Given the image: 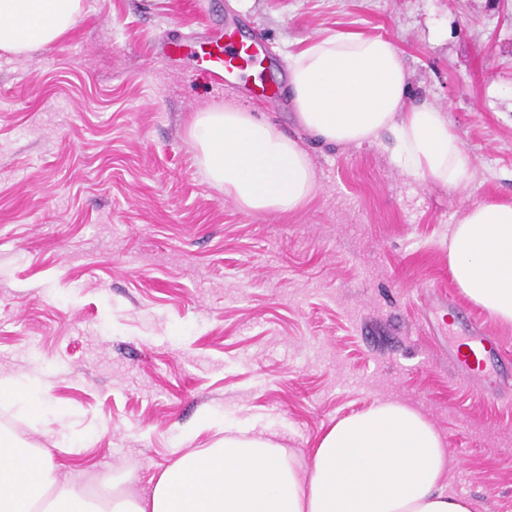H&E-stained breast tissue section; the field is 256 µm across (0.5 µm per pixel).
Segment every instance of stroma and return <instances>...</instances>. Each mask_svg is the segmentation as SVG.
<instances>
[{"instance_id":"35a3bbf8","label":"stroma","mask_w":512,"mask_h":512,"mask_svg":"<svg viewBox=\"0 0 512 512\" xmlns=\"http://www.w3.org/2000/svg\"><path fill=\"white\" fill-rule=\"evenodd\" d=\"M58 43L0 52V373L23 401L0 430L88 475L150 477L221 430L270 429L309 457L336 419L398 400L441 433L444 484L512 512V388L448 363L463 330L432 311L456 284L448 229L512 203V0H82ZM258 42L269 75L332 32L390 39L412 102L444 108L467 189L425 183L393 139L333 145L267 111L308 156L312 198L249 213L207 181L195 113L261 110L164 39L199 14Z\"/></svg>"}]
</instances>
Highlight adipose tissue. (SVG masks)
Here are the masks:
<instances>
[{
    "label": "adipose tissue",
    "instance_id": "ef3b65f1",
    "mask_svg": "<svg viewBox=\"0 0 512 512\" xmlns=\"http://www.w3.org/2000/svg\"><path fill=\"white\" fill-rule=\"evenodd\" d=\"M82 0H0V51L52 45L80 19ZM300 125L324 142L362 145L391 133L409 173L451 190L467 188L473 160L440 108L409 101L410 74L383 37L330 34L290 57ZM188 135L214 186L247 212H285L313 196V166L297 143L260 114L236 106L196 113ZM448 267L465 296L512 324V203L470 207L448 235ZM444 441L414 408L378 401L338 419L307 461L268 431L226 432L157 477L149 496L129 474L96 488L62 478L47 448L0 436V512H473L446 493Z\"/></svg>",
    "mask_w": 512,
    "mask_h": 512
}]
</instances>
